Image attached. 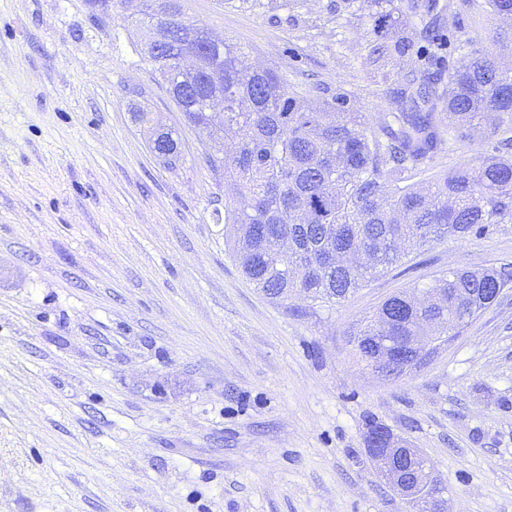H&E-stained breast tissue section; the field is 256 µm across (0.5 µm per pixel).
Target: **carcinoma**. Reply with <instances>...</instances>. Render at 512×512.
Returning <instances> with one entry per match:
<instances>
[{
	"instance_id": "obj_1",
	"label": "carcinoma",
	"mask_w": 512,
	"mask_h": 512,
	"mask_svg": "<svg viewBox=\"0 0 512 512\" xmlns=\"http://www.w3.org/2000/svg\"><path fill=\"white\" fill-rule=\"evenodd\" d=\"M490 15L512 18V0H485ZM379 10L377 43L372 54L385 60L401 79L393 89L395 111L371 127L351 111L350 96L338 90L315 108L281 87L273 70L243 65L241 54L226 42L203 38L196 44L198 66L183 74L166 62L153 69L186 120L222 134V156L209 164L224 169V223L242 238L272 224V236L258 235L240 250L246 277L273 300H288L298 288L311 300L346 299L367 276L395 264L405 247L421 248L449 238L481 235L512 224V159L488 155L425 186L409 179L424 171L447 141L482 129L492 138L512 130V70L499 69L500 41L468 54L459 65H446L450 44L434 27L419 38L385 39L381 32L401 25L399 0H370ZM152 41L169 46L171 57L184 49L182 32L190 28L167 8L138 20ZM416 59L418 70L405 64ZM224 96L223 110L207 112L205 101ZM448 115L443 130L436 113ZM155 150L173 161L178 142L162 132ZM336 253V262L327 255ZM512 281L502 267L482 272H444L438 288L446 301L423 308L406 293L387 299L393 352H405L409 336H446L448 322L462 318L467 304L487 288ZM377 326L354 334L356 354L367 366L385 351L376 341Z\"/></svg>"
}]
</instances>
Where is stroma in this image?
Listing matches in <instances>:
<instances>
[{"instance_id": "35a3bbf8", "label": "stroma", "mask_w": 512, "mask_h": 512, "mask_svg": "<svg viewBox=\"0 0 512 512\" xmlns=\"http://www.w3.org/2000/svg\"><path fill=\"white\" fill-rule=\"evenodd\" d=\"M317 102L390 111L366 0H177ZM145 0H0V512H411L369 421L429 458L444 512H512V289L396 380L352 334L441 272L512 265V224L409 254L346 301L267 298L217 213L222 139L189 126L131 18ZM453 44L512 42L447 12ZM177 137L168 165L134 119ZM478 135L422 181L491 154Z\"/></svg>"}]
</instances>
